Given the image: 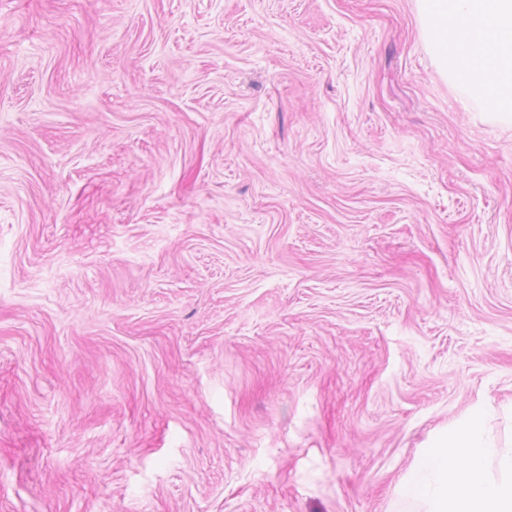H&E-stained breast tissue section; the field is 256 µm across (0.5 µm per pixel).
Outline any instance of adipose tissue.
I'll return each mask as SVG.
<instances>
[{
    "instance_id": "1",
    "label": "adipose tissue",
    "mask_w": 512,
    "mask_h": 512,
    "mask_svg": "<svg viewBox=\"0 0 512 512\" xmlns=\"http://www.w3.org/2000/svg\"><path fill=\"white\" fill-rule=\"evenodd\" d=\"M430 42L483 107L512 111V0H424ZM483 409L424 450L401 493V512H512V444L488 462Z\"/></svg>"
}]
</instances>
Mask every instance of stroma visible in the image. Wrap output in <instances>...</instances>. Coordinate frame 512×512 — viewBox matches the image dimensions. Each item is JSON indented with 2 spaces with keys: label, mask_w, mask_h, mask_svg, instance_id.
<instances>
[{
  "label": "stroma",
  "mask_w": 512,
  "mask_h": 512,
  "mask_svg": "<svg viewBox=\"0 0 512 512\" xmlns=\"http://www.w3.org/2000/svg\"><path fill=\"white\" fill-rule=\"evenodd\" d=\"M419 0H0V512H396L512 439V112Z\"/></svg>",
  "instance_id": "obj_1"
}]
</instances>
